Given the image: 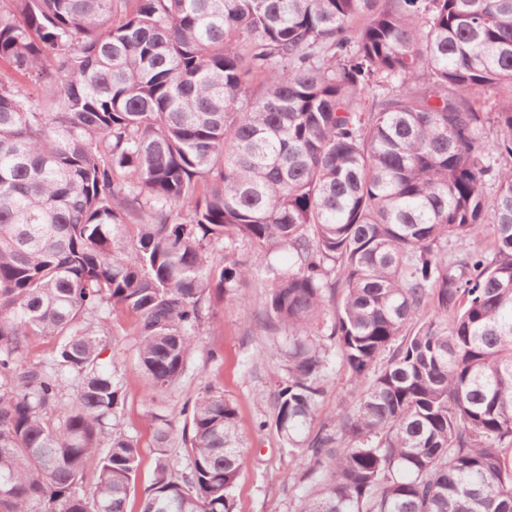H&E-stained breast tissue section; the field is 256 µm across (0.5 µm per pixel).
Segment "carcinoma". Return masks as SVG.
Listing matches in <instances>:
<instances>
[{
	"label": "carcinoma",
	"instance_id": "1",
	"mask_svg": "<svg viewBox=\"0 0 512 512\" xmlns=\"http://www.w3.org/2000/svg\"><path fill=\"white\" fill-rule=\"evenodd\" d=\"M240 240L294 258L262 327L297 512H512V0H0V512H128L110 315L152 402ZM338 365L366 385L314 432ZM182 444L140 512H232L235 404L204 386Z\"/></svg>",
	"mask_w": 512,
	"mask_h": 512
}]
</instances>
